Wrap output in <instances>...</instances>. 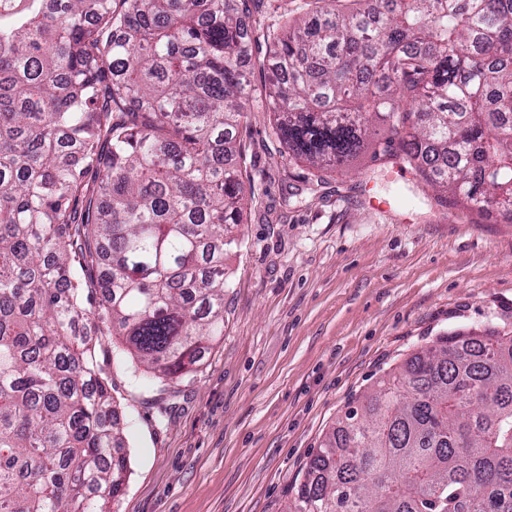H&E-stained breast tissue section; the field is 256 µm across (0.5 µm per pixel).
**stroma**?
I'll use <instances>...</instances> for the list:
<instances>
[{
	"label": "stroma",
	"instance_id": "obj_1",
	"mask_svg": "<svg viewBox=\"0 0 512 512\" xmlns=\"http://www.w3.org/2000/svg\"><path fill=\"white\" fill-rule=\"evenodd\" d=\"M251 42L246 198L225 259L224 336L161 380L109 334L102 378L125 420L116 512H284L310 456L383 371L444 334L512 329V223L433 211L361 154L312 186L277 139Z\"/></svg>",
	"mask_w": 512,
	"mask_h": 512
}]
</instances>
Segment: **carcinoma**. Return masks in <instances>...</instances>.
Here are the masks:
<instances>
[{"instance_id": "carcinoma-1", "label": "carcinoma", "mask_w": 512, "mask_h": 512, "mask_svg": "<svg viewBox=\"0 0 512 512\" xmlns=\"http://www.w3.org/2000/svg\"><path fill=\"white\" fill-rule=\"evenodd\" d=\"M312 2L263 31L288 155L320 174L370 149L511 224L512 0ZM252 30L248 0H0V512H112L128 455L92 337L173 378L224 335ZM287 512H512V335L386 373Z\"/></svg>"}]
</instances>
